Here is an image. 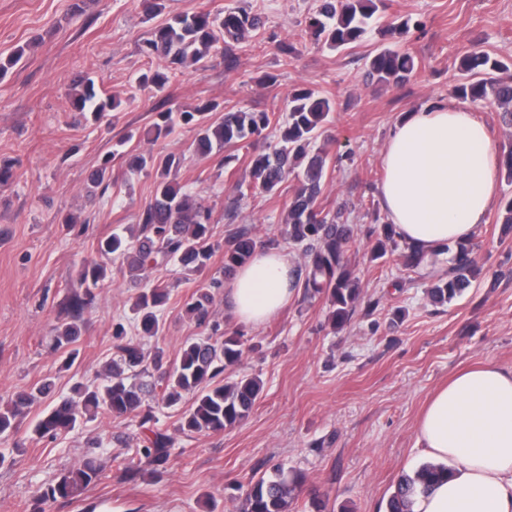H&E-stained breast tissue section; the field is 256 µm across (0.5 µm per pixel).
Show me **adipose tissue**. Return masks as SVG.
<instances>
[{
  "label": "adipose tissue",
  "instance_id": "1",
  "mask_svg": "<svg viewBox=\"0 0 512 512\" xmlns=\"http://www.w3.org/2000/svg\"><path fill=\"white\" fill-rule=\"evenodd\" d=\"M381 207L398 237L430 255L468 242L496 196L499 159L487 126L451 102L408 112L382 152ZM292 258L257 249L231 276L224 301L256 327L288 301ZM417 441L448 479L415 496L413 512H512V370L491 362L457 371L428 398Z\"/></svg>",
  "mask_w": 512,
  "mask_h": 512
}]
</instances>
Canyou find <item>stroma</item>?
<instances>
[{
	"mask_svg": "<svg viewBox=\"0 0 512 512\" xmlns=\"http://www.w3.org/2000/svg\"><path fill=\"white\" fill-rule=\"evenodd\" d=\"M146 16L141 0H0V59L25 48L23 60L0 76V162L14 180L0 187V401L42 379H52V401L72 398L76 385L93 386L115 356L113 329L123 323L135 338L131 310L137 293L126 264L104 258L108 277L93 307L78 321L77 356L54 338L69 322V303L84 259L100 257L99 240L137 221L153 195L155 178L130 173L112 160L119 145L181 159L178 181L217 219V244L207 268L189 272L168 265L159 277L169 290L160 312L163 328L144 340L145 351L161 347L175 362L186 341L205 337L184 303L211 284L215 318L226 333L243 331L254 344L237 370L260 375L264 388L248 417L221 432L181 433L177 427L193 394L174 406H157L159 428L176 435L170 461L155 476L127 480L123 461L143 447L147 432L136 418L100 409L69 432L33 433L50 401L33 404L17 432L0 438V512H33L38 489L65 468L77 466L89 440L102 443L100 480L46 512H233L240 488L270 473L274 464L301 472L302 494L292 512H312V497L327 512H383L398 478L425 460L416 443L417 419L432 392L457 368L486 361L512 369V233L504 234L500 200L512 183L498 180L499 201L472 239L483 267L464 295L436 305L426 286L401 266L397 255L371 262L373 203L384 177L381 155L401 113L456 101L458 65L481 50L512 64V0H386L387 8L361 42L336 51L317 45L305 19L319 0H162ZM246 7L261 28L237 50V67L226 71L223 56L201 70H188L163 90L140 88L149 65L140 52L154 28L176 14ZM408 21L403 34L382 27ZM298 53L286 60L279 42ZM384 48L412 52L419 69L399 87L365 83L369 57ZM274 86L259 85L265 74ZM92 77L100 95L121 101L116 116L80 118L69 92ZM310 88L333 99L336 110L325 136L331 154L342 155L329 171L321 204L345 206L358 232L347 255L374 309L358 307L340 330L328 321L324 301L294 293L269 322L240 328L224 305V245L240 230L263 245L283 248L281 214L291 193L283 184L231 208L244 166L224 168L221 153H194L193 128L177 129L152 142L139 134L159 112L190 110L214 101L224 107L284 109L289 95ZM110 161L106 192H91L90 177Z\"/></svg>",
	"mask_w": 512,
	"mask_h": 512,
	"instance_id": "35a3bbf8",
	"label": "stroma"
}]
</instances>
